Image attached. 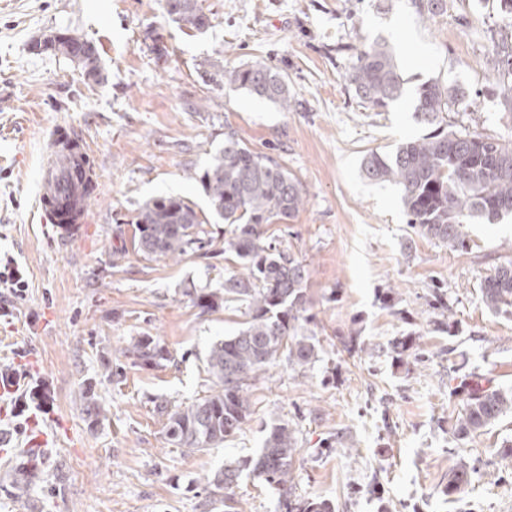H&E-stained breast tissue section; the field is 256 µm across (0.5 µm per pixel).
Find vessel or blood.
Segmentation results:
<instances>
[{
	"label": "vessel or blood",
	"instance_id": "b4317fda",
	"mask_svg": "<svg viewBox=\"0 0 512 512\" xmlns=\"http://www.w3.org/2000/svg\"><path fill=\"white\" fill-rule=\"evenodd\" d=\"M86 158L84 138L66 128L54 138L42 166L38 192L39 221L52 225L63 237L73 235L81 224L88 221V196L80 179Z\"/></svg>",
	"mask_w": 512,
	"mask_h": 512
}]
</instances>
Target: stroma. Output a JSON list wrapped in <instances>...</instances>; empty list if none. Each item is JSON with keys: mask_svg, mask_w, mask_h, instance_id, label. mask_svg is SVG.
Instances as JSON below:
<instances>
[{"mask_svg": "<svg viewBox=\"0 0 512 512\" xmlns=\"http://www.w3.org/2000/svg\"><path fill=\"white\" fill-rule=\"evenodd\" d=\"M198 4L210 18L203 32L180 28L164 0H0V253L28 284L25 298L0 295L10 311L0 317V368L42 380L52 403L22 431L0 404V512H224L209 478L255 456L277 423L297 437V499H327L338 512H512V467L502 459L512 416L455 440L461 401L450 379L457 371L512 386V315L479 300L484 277L512 261V217L473 220L467 249L454 250L415 233L398 188L360 171L369 151L427 134L414 99L429 80L466 92L448 114L454 131L512 140V107L494 77L512 13L500 0H448L434 15L415 0ZM65 30L95 46L99 81L63 56L31 52L37 37ZM378 42L393 48L406 79L382 110L349 81L357 55ZM254 62L285 75L290 108L205 75L213 63ZM60 126L87 140L98 175L89 222L65 241L35 211ZM228 131L301 183L303 209L265 231L307 263L305 332L319 355L303 369L278 359L251 382L242 430L191 452L167 443L158 407L210 394L208 353L246 320L245 303L205 312L193 302L236 268L196 179ZM161 196L194 203L216 256L137 250L139 208ZM436 289L452 327L428 305ZM140 336L157 339L168 359L134 364L123 350ZM351 336L352 352L343 344ZM405 336L415 337L416 356L393 351ZM336 436L342 444L326 448ZM462 463L469 484L447 495ZM233 497L239 512H285L278 491L246 473Z\"/></svg>", "mask_w": 512, "mask_h": 512, "instance_id": "35a3bbf8", "label": "stroma"}]
</instances>
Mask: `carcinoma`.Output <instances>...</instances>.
Returning a JSON list of instances; mask_svg holds the SVG:
<instances>
[{
  "label": "carcinoma",
  "mask_w": 512,
  "mask_h": 512,
  "mask_svg": "<svg viewBox=\"0 0 512 512\" xmlns=\"http://www.w3.org/2000/svg\"><path fill=\"white\" fill-rule=\"evenodd\" d=\"M164 7L172 21L188 29L203 32L210 26V18L187 0H165ZM212 68L211 80L288 108V83L278 71L259 63ZM349 79L356 95L374 109L387 107L404 90L400 67L384 43L359 53ZM463 97L457 86L433 80L421 84L414 116L430 132L401 143L390 154L372 151L361 165L365 178L400 188L406 223L418 235L451 249L466 247L469 221L478 218L493 224L512 215V141L448 129L447 114ZM198 181L217 218L232 226L224 238V252L235 256L240 268L224 280V293H200L196 305L210 311L219 307V301L234 299L246 304L248 319L236 334L210 349L207 365L217 389L167 414V441L191 451L218 446L242 428L251 414L250 381L281 355L302 368L318 357L314 338L304 332V325L311 322L307 264L279 249L263 230L265 224H285L296 216L305 204L301 183L233 132L224 134V147L212 156ZM136 224V246L147 256L180 257L204 247L203 221L193 203L183 198L146 202ZM480 302L496 314L512 310V262L485 277ZM124 354L151 366L166 359L167 351L152 337L141 336ZM460 387L463 408L452 426L455 439L479 435L512 414V387L475 388L465 378ZM296 448L289 425L276 424L256 457L224 465L208 484L229 490L247 470L279 490L286 512H335L329 500L294 498L291 472ZM468 482L469 471L462 464L448 476V494L463 493Z\"/></svg>",
  "instance_id": "1"
}]
</instances>
